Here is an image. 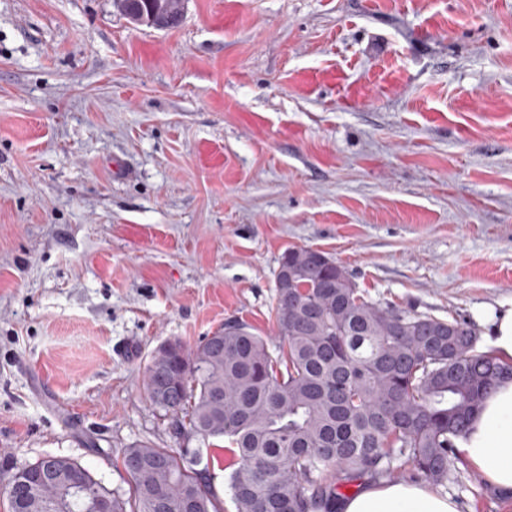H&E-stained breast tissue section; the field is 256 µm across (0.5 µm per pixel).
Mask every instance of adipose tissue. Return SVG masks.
<instances>
[{
	"mask_svg": "<svg viewBox=\"0 0 512 512\" xmlns=\"http://www.w3.org/2000/svg\"><path fill=\"white\" fill-rule=\"evenodd\" d=\"M482 318L493 354L512 363V306L484 312ZM458 448L491 487L512 497V380L503 381L484 400ZM336 512H460V506L430 486L393 480L341 498Z\"/></svg>",
	"mask_w": 512,
	"mask_h": 512,
	"instance_id": "adipose-tissue-1",
	"label": "adipose tissue"
}]
</instances>
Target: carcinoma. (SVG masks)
Here are the masks:
<instances>
[{
	"label": "carcinoma",
	"instance_id": "cac0c4a2",
	"mask_svg": "<svg viewBox=\"0 0 512 512\" xmlns=\"http://www.w3.org/2000/svg\"><path fill=\"white\" fill-rule=\"evenodd\" d=\"M128 19L176 27L181 0H115ZM278 353L240 321L192 349L179 340L145 369L150 401L174 434L226 439L234 462L226 482L236 512H335L358 482L392 478L407 464L433 485L456 469L455 448L474 414L512 365L477 353L475 329L454 319L403 311L369 299L331 258L287 250L276 280ZM130 495L108 488L77 460L54 457L53 478L11 512H221L199 468L169 448L124 449Z\"/></svg>",
	"mask_w": 512,
	"mask_h": 512
}]
</instances>
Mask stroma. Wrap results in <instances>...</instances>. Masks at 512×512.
Here are the masks:
<instances>
[{"mask_svg": "<svg viewBox=\"0 0 512 512\" xmlns=\"http://www.w3.org/2000/svg\"><path fill=\"white\" fill-rule=\"evenodd\" d=\"M0 0V462L177 436L157 347L240 320L278 345L275 279L324 252L381 303L470 323L512 305V0ZM440 493L512 512L465 461ZM181 1L183 0H116L114 5L135 24L137 21L133 17H142L146 21L151 17L154 23H160L164 25L163 29H167L174 28L180 23L184 4V1ZM145 20H139V23L143 24ZM151 24L149 21L148 25Z\"/></svg>", "mask_w": 512, "mask_h": 512, "instance_id": "35a3bbf8", "label": "stroma"}]
</instances>
